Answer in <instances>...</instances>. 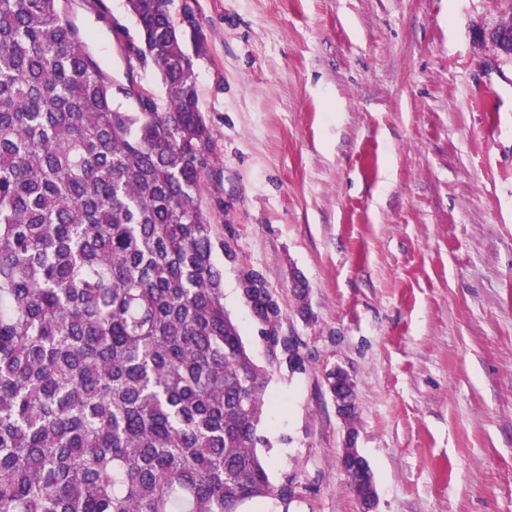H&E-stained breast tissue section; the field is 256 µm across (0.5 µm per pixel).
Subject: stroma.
Wrapping results in <instances>:
<instances>
[{
  "instance_id": "35a3bbf8",
  "label": "stroma",
  "mask_w": 512,
  "mask_h": 512,
  "mask_svg": "<svg viewBox=\"0 0 512 512\" xmlns=\"http://www.w3.org/2000/svg\"><path fill=\"white\" fill-rule=\"evenodd\" d=\"M104 2L75 9L93 52L164 99L116 43L136 33L126 0ZM186 3L213 133L201 202L224 306L270 373L261 454L299 486L289 512H359L337 366L377 512H512V60L487 37L506 0H172L173 18ZM252 279V277H247L245 285L251 284L255 289L245 288V293L247 296H252L254 309L261 321L266 325H270L277 317V308L272 306L263 289L256 286L255 280ZM328 375L330 376L329 380ZM335 378L336 391L331 385ZM351 382L352 379L350 374L340 367H336L335 369L325 374V384L327 386V390L335 404L336 413L342 420H344L346 415L353 409H357L355 395L351 391H346L345 388H343L342 391L340 390V387H344L345 384L350 385Z\"/></svg>"
}]
</instances>
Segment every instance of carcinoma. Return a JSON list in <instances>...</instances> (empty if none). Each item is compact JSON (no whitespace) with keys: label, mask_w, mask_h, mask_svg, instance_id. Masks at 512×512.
I'll use <instances>...</instances> for the list:
<instances>
[{"label":"carcinoma","mask_w":512,"mask_h":512,"mask_svg":"<svg viewBox=\"0 0 512 512\" xmlns=\"http://www.w3.org/2000/svg\"><path fill=\"white\" fill-rule=\"evenodd\" d=\"M126 2L163 110L124 105L60 0H0V512H288L200 203L194 54L170 0Z\"/></svg>","instance_id":"cac0c4a2"}]
</instances>
